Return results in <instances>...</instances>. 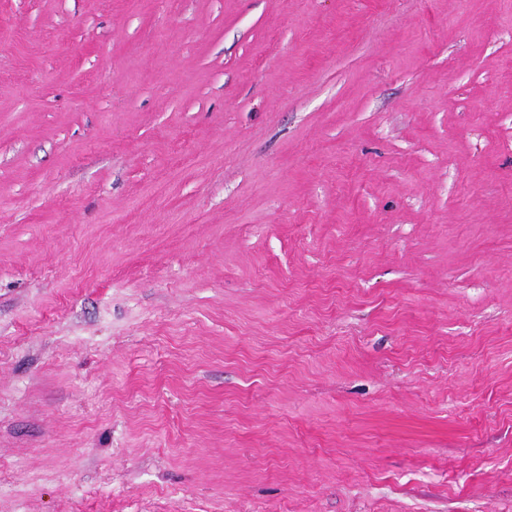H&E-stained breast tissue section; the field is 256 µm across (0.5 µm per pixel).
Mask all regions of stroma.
<instances>
[{"label":"stroma","instance_id":"obj_1","mask_svg":"<svg viewBox=\"0 0 512 512\" xmlns=\"http://www.w3.org/2000/svg\"><path fill=\"white\" fill-rule=\"evenodd\" d=\"M0 36V512H512V0Z\"/></svg>","mask_w":512,"mask_h":512}]
</instances>
